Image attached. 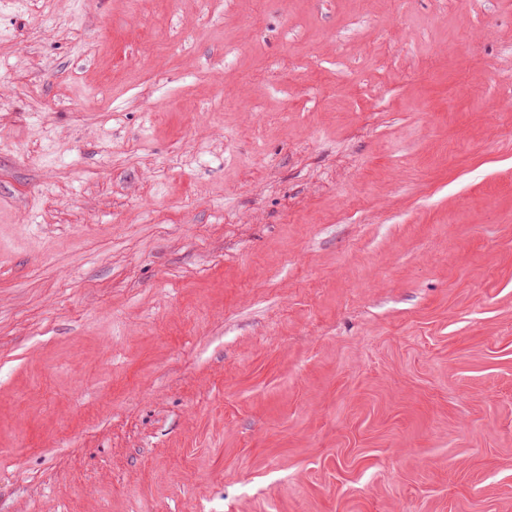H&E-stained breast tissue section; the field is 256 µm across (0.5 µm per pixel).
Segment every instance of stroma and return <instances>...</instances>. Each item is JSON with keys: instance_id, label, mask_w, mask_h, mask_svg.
<instances>
[{"instance_id": "obj_1", "label": "stroma", "mask_w": 512, "mask_h": 512, "mask_svg": "<svg viewBox=\"0 0 512 512\" xmlns=\"http://www.w3.org/2000/svg\"><path fill=\"white\" fill-rule=\"evenodd\" d=\"M512 0H0V512H512Z\"/></svg>"}]
</instances>
